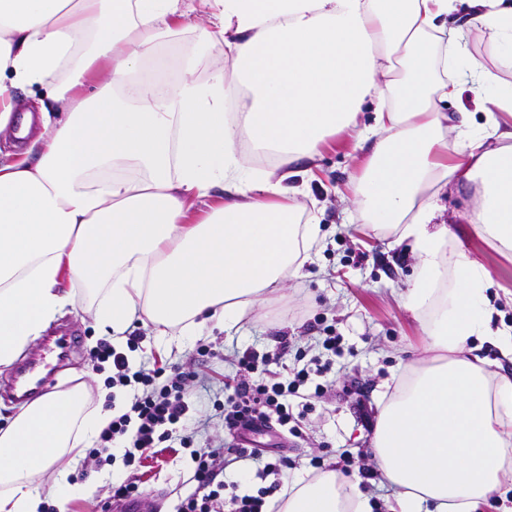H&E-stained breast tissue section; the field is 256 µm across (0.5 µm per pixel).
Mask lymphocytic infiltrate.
<instances>
[{
    "instance_id": "lymphocytic-infiltrate-1",
    "label": "lymphocytic infiltrate",
    "mask_w": 512,
    "mask_h": 512,
    "mask_svg": "<svg viewBox=\"0 0 512 512\" xmlns=\"http://www.w3.org/2000/svg\"><path fill=\"white\" fill-rule=\"evenodd\" d=\"M138 342V337L128 336L127 349L121 352L110 339L103 338L90 353L93 368L111 363L109 388L128 387L133 391L128 409L113 417L88 452L89 457L101 463L122 461L131 472L130 477L113 486L111 500L141 495L134 471L155 448L176 445L190 452L192 466L188 480L194 490L179 500L175 512H265L271 488L261 487L256 492L242 494L237 482L223 481L222 475L229 465L240 461L255 463L256 475L261 479L282 475L285 469L291 468L289 457H265L263 449L240 446L239 440L243 432L265 422L297 434L294 404L300 399L306 401L322 395L325 386L319 378L330 371V364L321 363L315 356L310 366L278 372L272 381L256 383L249 381V374L279 363L288 353V343L280 341L271 353H243L237 366L244 377L233 394L214 401L213 414L193 423L189 420L190 388L199 378V371L176 365L132 369L126 353L136 350ZM217 425L231 436V443L208 451L196 450L194 440L198 430Z\"/></svg>"
}]
</instances>
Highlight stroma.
<instances>
[{"instance_id": "obj_1", "label": "stroma", "mask_w": 512, "mask_h": 512, "mask_svg": "<svg viewBox=\"0 0 512 512\" xmlns=\"http://www.w3.org/2000/svg\"><path fill=\"white\" fill-rule=\"evenodd\" d=\"M186 27L167 37L163 50L170 59L168 79L179 75L178 49L193 42L191 24L208 21L211 9L207 0H182ZM460 44L464 62L458 63L455 79L469 82L468 62L475 59L494 68L498 49L486 31L477 25L463 28ZM363 157L354 150L345 135L327 140L319 157L310 165L318 174L307 181L300 202L320 216L325 235L324 247L313 262L307 263L302 277L289 281L236 330L212 329L204 338H192L171 352H163L154 344L151 326L135 322L130 333L141 335L135 352L137 363L151 365L154 358L167 363L191 366L196 348L207 344L218 356L210 362L211 382L208 389L194 388L189 415L202 419L212 414L213 402L221 398L225 379L238 375L235 358L245 350L263 353L274 350L280 338H287L292 349L284 362L294 366V352L316 343L324 328L334 329L340 336L341 353L333 359L327 387L321 397L312 399L302 425L301 437L267 432L255 435L263 448L284 445L294 466L287 472L295 477L304 472L315 475L312 458H321V468H335L341 453H349L352 464L348 475L359 479L360 466L371 462V441L377 420L378 402L387 388L396 387L420 357L425 336L418 321L407 311L401 294L414 278V260L407 245H398L393 235L366 228L360 206L349 203L350 177ZM475 203L474 191L468 185L452 183L443 197V219L448 226L451 244L463 246L494 274L496 285L488 297L495 323L512 327V256L504 254L490 242L479 238L466 220ZM64 324L76 330L80 344L71 355L68 366L58 373L54 391L70 390L74 381L89 388L93 406L106 405V379L112 374L111 363L92 370L88 354L101 337L84 301H77L63 316ZM188 458L182 452L165 450L158 459L146 460L138 473L141 487L157 512H171L173 491L187 479ZM87 470L86 481L91 495L72 500L67 512H96V506L108 497L111 485L125 480L127 470L121 463L102 467L82 460Z\"/></svg>"}]
</instances>
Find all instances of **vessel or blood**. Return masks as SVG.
I'll return each mask as SVG.
<instances>
[{
  "label": "vessel or blood",
  "instance_id": "vessel-or-blood-1",
  "mask_svg": "<svg viewBox=\"0 0 512 512\" xmlns=\"http://www.w3.org/2000/svg\"><path fill=\"white\" fill-rule=\"evenodd\" d=\"M74 343L75 337L67 329L48 337L39 351L27 356L17 366L6 390L7 396L17 402L39 398L54 383L56 373L65 366Z\"/></svg>",
  "mask_w": 512,
  "mask_h": 512
}]
</instances>
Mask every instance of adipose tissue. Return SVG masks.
<instances>
[{
	"instance_id": "ef3b65f1",
	"label": "adipose tissue",
	"mask_w": 512,
	"mask_h": 512,
	"mask_svg": "<svg viewBox=\"0 0 512 512\" xmlns=\"http://www.w3.org/2000/svg\"><path fill=\"white\" fill-rule=\"evenodd\" d=\"M179 0H0V131L18 90L49 84L57 122L43 121L30 158L0 161V365H10L87 291L96 324L125 343L133 320L170 348L232 330L299 278L323 241L287 179L344 133L366 159L350 191L372 228H388L418 261L404 306L426 355L383 405L373 460L396 486L398 512H474L512 473V377L466 347L512 355L494 325L489 269L450 247L441 192L471 183L467 220L512 252V93L488 101L497 140L485 147L468 113L445 111L460 45L449 16L465 10L500 46L497 70L471 63L482 96L512 71V6L503 0H213L199 45L223 42L230 64L194 78L164 69L161 39L183 28ZM371 123H362L364 112ZM457 140H449V131ZM269 153L271 169L247 166ZM210 199L195 216L194 200ZM125 402L91 406L87 388L37 399L0 428V512H39L91 493L70 479ZM67 460L52 482L46 471ZM278 512H371L358 483L327 470L296 476Z\"/></svg>"
}]
</instances>
